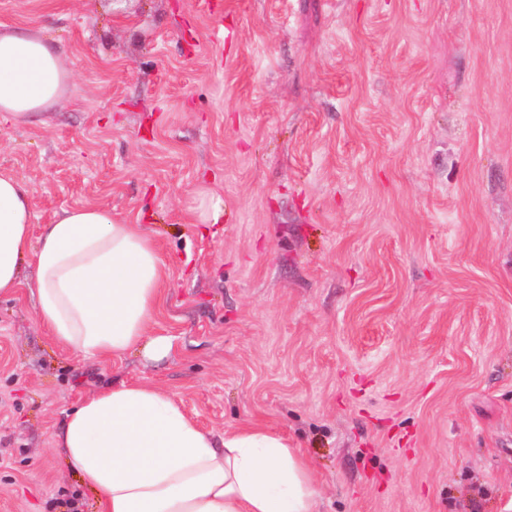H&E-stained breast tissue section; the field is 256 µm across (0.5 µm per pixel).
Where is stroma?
Listing matches in <instances>:
<instances>
[{
  "label": "stroma",
  "mask_w": 512,
  "mask_h": 512,
  "mask_svg": "<svg viewBox=\"0 0 512 512\" xmlns=\"http://www.w3.org/2000/svg\"><path fill=\"white\" fill-rule=\"evenodd\" d=\"M18 27L72 79L0 170L33 224L145 226L172 350L66 353L0 296V512H98L52 440L114 378L279 431L321 512H512V0H0Z\"/></svg>",
  "instance_id": "35a3bbf8"
}]
</instances>
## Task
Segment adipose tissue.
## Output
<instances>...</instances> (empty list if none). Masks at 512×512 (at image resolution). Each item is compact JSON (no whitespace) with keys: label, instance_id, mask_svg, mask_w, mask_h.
Listing matches in <instances>:
<instances>
[{"label":"adipose tissue","instance_id":"1","mask_svg":"<svg viewBox=\"0 0 512 512\" xmlns=\"http://www.w3.org/2000/svg\"><path fill=\"white\" fill-rule=\"evenodd\" d=\"M70 82L56 41L32 28L0 30V112L14 123L52 109ZM31 198L25 181L0 171V295L28 289L63 351L168 357L169 338L151 333L166 264L144 225L78 205L36 230ZM53 446L96 493L99 512H319L300 449L257 425L215 437L155 383L92 390Z\"/></svg>","mask_w":512,"mask_h":512}]
</instances>
